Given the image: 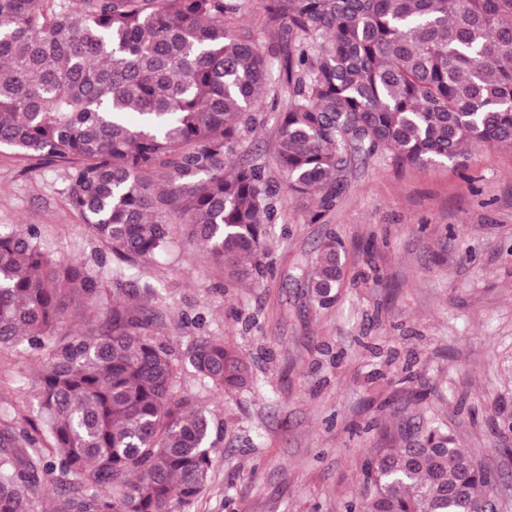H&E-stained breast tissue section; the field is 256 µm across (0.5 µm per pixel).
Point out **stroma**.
Masks as SVG:
<instances>
[{
	"mask_svg": "<svg viewBox=\"0 0 512 512\" xmlns=\"http://www.w3.org/2000/svg\"><path fill=\"white\" fill-rule=\"evenodd\" d=\"M246 147L274 152L278 113L263 97ZM318 222L317 194L278 198L266 245L273 276L230 281L183 225L144 270L162 297L157 336L176 352L221 336L252 385L226 397L183 389L224 423L222 451L195 512H347L366 449L403 445L406 424L447 425L492 476L493 512H512V151L477 147L469 166L380 161L340 175ZM64 166L0 148V227L34 225L55 255L111 276V251L67 208ZM344 251L336 303L319 308L304 274L328 235ZM36 353L0 356V403L35 409Z\"/></svg>",
	"mask_w": 512,
	"mask_h": 512,
	"instance_id": "35a3bbf8",
	"label": "stroma"
}]
</instances>
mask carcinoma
I'll return each instance as SVG.
<instances>
[{"mask_svg": "<svg viewBox=\"0 0 512 512\" xmlns=\"http://www.w3.org/2000/svg\"><path fill=\"white\" fill-rule=\"evenodd\" d=\"M0 0V146L67 168L69 209L120 265L106 280L0 230V352L40 353L37 412L0 408V512H192L224 423L179 388L183 364L222 394L249 387L222 337L178 356L149 328L156 286L133 273L169 224L235 281L270 270L279 193L331 209L355 161L467 167L512 149V0ZM270 86L288 96L274 162L232 164ZM138 115L134 123L129 115ZM328 236L308 274L326 308L344 280ZM80 311L95 325L63 326ZM370 448L348 512H485L488 472L441 425ZM239 25L243 29L258 30L265 22L264 0H243Z\"/></svg>", "mask_w": 512, "mask_h": 512, "instance_id": "cac0c4a2", "label": "carcinoma"}]
</instances>
